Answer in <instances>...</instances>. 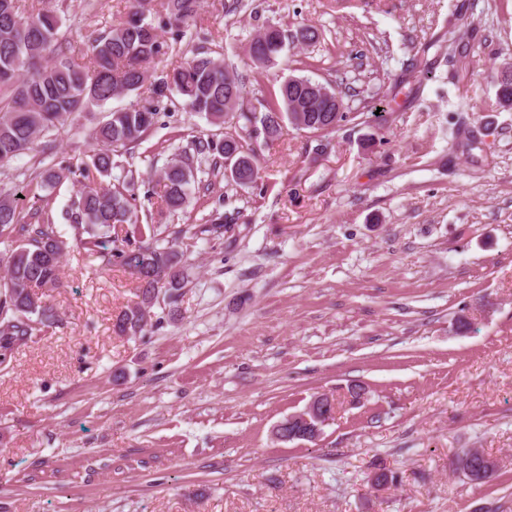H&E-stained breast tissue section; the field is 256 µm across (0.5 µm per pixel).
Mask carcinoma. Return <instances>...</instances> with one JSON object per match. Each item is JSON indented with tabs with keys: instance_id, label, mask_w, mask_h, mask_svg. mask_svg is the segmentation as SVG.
I'll return each mask as SVG.
<instances>
[{
	"instance_id": "1",
	"label": "carcinoma",
	"mask_w": 512,
	"mask_h": 512,
	"mask_svg": "<svg viewBox=\"0 0 512 512\" xmlns=\"http://www.w3.org/2000/svg\"><path fill=\"white\" fill-rule=\"evenodd\" d=\"M200 0H134L126 18L91 42L89 53L77 59L63 47V24L56 10L41 6L24 12L20 0H0V88L11 90L7 106H0V161H9L33 149L37 138L112 98L148 87L149 99L159 100L174 91L189 112L205 115L213 124H233L244 119L241 131H226L221 141L198 142L196 154L215 152L234 156L238 166L229 169L230 180L239 186L257 182L259 169L252 144H269L281 137L285 123L312 133L327 135L336 130L346 114H337L341 92L309 77L290 75L280 81L279 100L264 111L243 109L242 77L204 49H199L170 75L153 76L166 55L159 31L168 29L182 36L196 25ZM319 41L318 30L300 25L288 32L268 25L249 45L253 63L270 68L292 46H311ZM158 112L151 105L109 112L108 119L92 133L90 160L80 175L108 177L114 152L134 146L156 125ZM194 156L183 153L160 173L163 194L160 211L185 208L195 182ZM72 166L48 168L41 173L44 187L53 190ZM134 197L130 186L112 189L88 185L74 203L71 229L76 244L88 256L110 265L117 261L135 276L139 302L116 318L113 332L136 336L147 326L151 308L158 302L156 289L163 290L169 308L178 307L187 279L182 255L159 240L131 243L130 236L115 239L112 227L133 223ZM20 228L22 238L12 240L0 252V349L8 350L31 338L57 320L53 306L35 293L37 288H54L59 283L62 256L67 244L60 240L48 211L42 209L35 224L21 223L19 198L0 194V237L6 230ZM462 474L477 475L475 467L497 471V462L478 449L457 457Z\"/></svg>"
}]
</instances>
